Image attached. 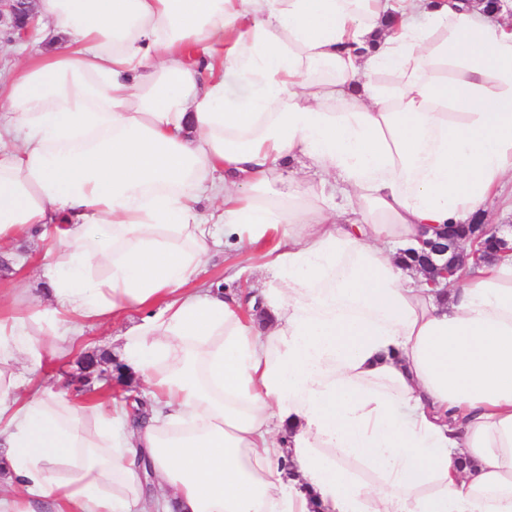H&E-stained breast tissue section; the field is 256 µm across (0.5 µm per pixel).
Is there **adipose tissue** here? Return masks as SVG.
I'll use <instances>...</instances> for the list:
<instances>
[{"mask_svg":"<svg viewBox=\"0 0 512 512\" xmlns=\"http://www.w3.org/2000/svg\"><path fill=\"white\" fill-rule=\"evenodd\" d=\"M34 0L0 83V512H512V253L430 287L425 229L512 211V0ZM274 194H267V187ZM258 288L191 287L214 226ZM133 420L30 390L116 313ZM12 248L10 246H4L1 248L0 253V290L4 294L3 301L10 302V296L7 295V288L19 280L24 281L28 285V290L25 293V300H40L43 298L44 283L41 277V266L34 253L36 251L35 246L31 245L26 252L29 255L28 263L20 268L19 272H15L14 281H8L11 278V274L14 272V265L12 259H8L7 255H10ZM6 260L9 265L6 267L2 266L1 260Z\"/></svg>","mask_w":512,"mask_h":512,"instance_id":"adipose-tissue-1","label":"adipose tissue"}]
</instances>
